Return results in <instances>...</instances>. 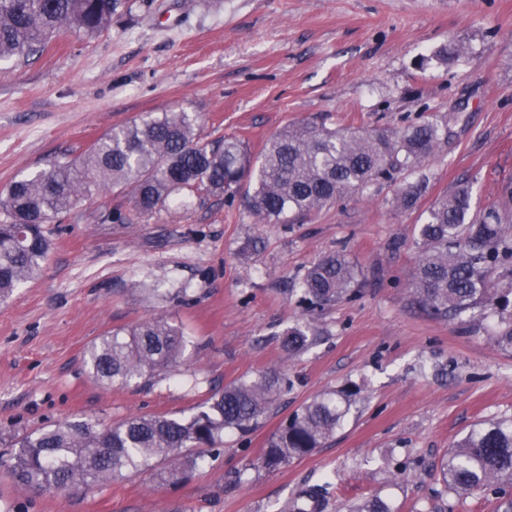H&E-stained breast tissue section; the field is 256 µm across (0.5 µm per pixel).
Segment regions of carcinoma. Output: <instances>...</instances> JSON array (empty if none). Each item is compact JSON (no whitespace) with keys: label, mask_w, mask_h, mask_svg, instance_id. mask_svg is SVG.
I'll return each instance as SVG.
<instances>
[{"label":"carcinoma","mask_w":512,"mask_h":512,"mask_svg":"<svg viewBox=\"0 0 512 512\" xmlns=\"http://www.w3.org/2000/svg\"><path fill=\"white\" fill-rule=\"evenodd\" d=\"M122 0H0V61L26 59L71 27L89 36L108 27ZM466 53L455 41L430 59L454 61ZM197 116L172 111L149 115L96 139L74 159L14 181L0 200V301L41 273L51 242L45 225L60 221L82 198L105 188L131 194L132 221L176 205L184 191L234 198L243 193L249 212L264 224H295L311 212L351 194L368 195L374 185L397 182V199L411 208L418 186L406 177L420 170L448 142V122L427 119L402 128L329 129L303 121L273 134L261 159L244 142L226 136L204 142ZM358 270L342 252L320 257L300 288L309 306L329 304L354 292ZM413 298L441 319H467L486 326L490 338L512 351V224L495 208L472 214V189L458 186L439 200L418 225ZM307 328L288 329L283 344L304 348ZM185 330L152 318L93 344L86 366L108 385L152 386L168 376L185 355ZM288 390V376L270 370L243 376L187 417L137 415L102 427L89 419L66 421L17 438L4 474L32 493L82 486L90 489L127 473L157 469L162 482L195 470L201 458L192 448L217 450L224 433L257 427L275 395ZM361 392L360 385L328 391L307 403L266 441L260 461L272 470L311 454L342 427ZM444 487L456 494L489 489L512 477V416L482 421L442 459ZM312 488L291 502L305 512L319 499ZM348 512H392L378 497Z\"/></svg>","instance_id":"1"}]
</instances>
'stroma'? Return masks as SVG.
<instances>
[{
	"mask_svg": "<svg viewBox=\"0 0 512 512\" xmlns=\"http://www.w3.org/2000/svg\"><path fill=\"white\" fill-rule=\"evenodd\" d=\"M451 39L466 54L431 62ZM170 111L196 114L205 139L241 138L256 157L303 120L362 129L437 117L451 136L424 164L409 210L388 182L301 224H261L200 191L130 224L109 217L131 208L116 193L77 203L41 275L0 302V450L70 419L188 416L272 369L287 373L288 391L176 483L148 469L92 492L34 494L0 478V512H282L324 483L321 512L376 495L392 512H500L491 493L446 492L439 466L475 424L512 416V353L485 328L429 316L409 279L417 226L441 196L469 183L483 209L512 184V0H123L102 33L72 29L42 54L0 62V193L112 128ZM335 251L359 271L356 293L307 309L299 284ZM156 317L195 344L175 376L149 388L90 377L93 341ZM304 322L312 344L288 351L284 334ZM351 381L359 402L335 435L261 467L270 434Z\"/></svg>",
	"mask_w": 512,
	"mask_h": 512,
	"instance_id": "35a3bbf8",
	"label": "stroma"
}]
</instances>
